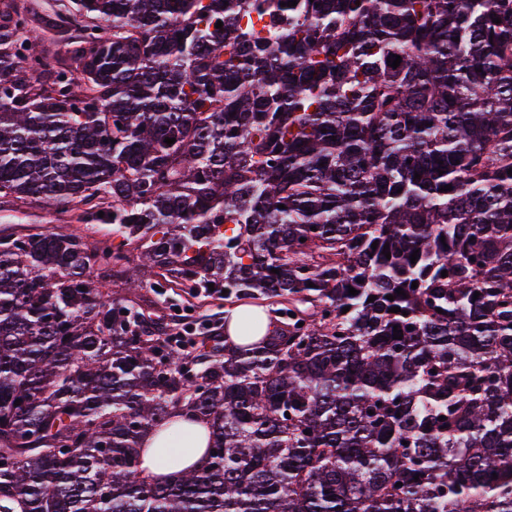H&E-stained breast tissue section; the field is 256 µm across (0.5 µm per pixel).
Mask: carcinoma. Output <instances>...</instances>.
Listing matches in <instances>:
<instances>
[{
    "instance_id": "carcinoma-1",
    "label": "carcinoma",
    "mask_w": 512,
    "mask_h": 512,
    "mask_svg": "<svg viewBox=\"0 0 512 512\" xmlns=\"http://www.w3.org/2000/svg\"><path fill=\"white\" fill-rule=\"evenodd\" d=\"M286 2L0 12V199L107 225L0 232V512H512V0ZM156 291L157 290L151 288L149 283H147L144 288L137 292L136 296L125 294V297L129 300V302H127L128 304H142L146 311L150 312L153 320L158 321L167 328H180L185 330L189 327V324L184 323L173 313L175 307L185 310L191 309L194 318L192 323L194 325L210 323L217 328L219 336H222V338H224V316L235 306L242 303L264 305L268 308V311L278 307L272 304L271 300L253 299L249 297L242 298L233 303V305L224 304V300L222 299L211 300L205 305H200L196 300L189 299L185 295L178 296L172 291H167L163 296H160ZM243 312H252L258 316L259 333L256 334L257 336H264L268 329L272 327L270 325V317L263 306H238L231 310L227 317V320H229L228 336H230L232 341L236 344L240 343V341L236 338L235 325L239 315ZM217 330L214 331V334H217ZM197 431L195 446L176 454L172 458L162 459L155 456L150 448H155L156 436L149 434L142 445L140 472L153 480L164 479L167 475L180 471H188L198 468L205 459L208 443V429L201 422L191 423Z\"/></svg>"
}]
</instances>
